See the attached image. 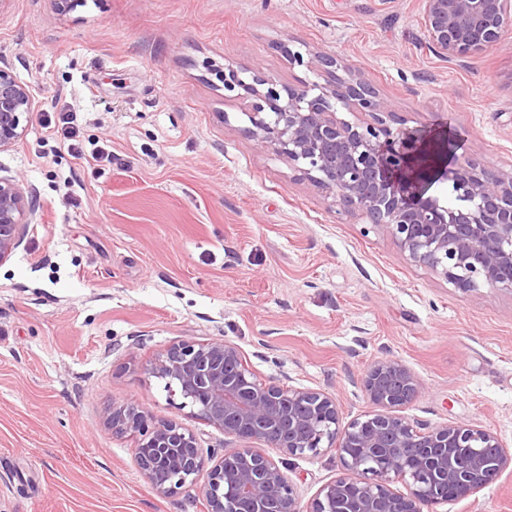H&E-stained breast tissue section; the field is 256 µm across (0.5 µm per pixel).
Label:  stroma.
I'll use <instances>...</instances> for the list:
<instances>
[{
	"mask_svg": "<svg viewBox=\"0 0 512 512\" xmlns=\"http://www.w3.org/2000/svg\"><path fill=\"white\" fill-rule=\"evenodd\" d=\"M419 0H10L0 62L37 101L0 152L38 213L0 263V512H205L157 494L112 403L137 406L222 454L226 438L169 401L148 368L180 340H226L262 379L371 412L377 359L421 382L412 420L491 429L512 449V293L453 288L387 229L341 217L283 156L258 149L245 107L208 65L315 81L275 50L324 51L361 72L408 126L449 131V162L512 167V33L442 61ZM78 113V150L43 122ZM104 151L96 161L92 152ZM302 506L335 456L276 454ZM438 512H512V471Z\"/></svg>",
	"mask_w": 512,
	"mask_h": 512,
	"instance_id": "1",
	"label": "stroma"
}]
</instances>
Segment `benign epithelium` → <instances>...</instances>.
<instances>
[{"label": "benign epithelium", "mask_w": 512, "mask_h": 512, "mask_svg": "<svg viewBox=\"0 0 512 512\" xmlns=\"http://www.w3.org/2000/svg\"><path fill=\"white\" fill-rule=\"evenodd\" d=\"M511 22L512 0H421L426 44L443 59L499 44ZM311 64L320 80L298 85L281 84L258 68L210 73L225 91L241 90L249 99L247 133L256 145L287 158L333 199L336 214L387 228L412 262L457 289L512 292V168L492 172L468 159L444 172L446 194H428L442 146L405 128L370 81L336 57L317 51ZM35 108L29 86L0 65V152L23 137ZM36 214L23 184L0 177V263ZM148 372L239 446L224 449L211 465L192 433L172 421L150 422L134 405H112L106 423L139 436L136 463L156 493L195 490L206 512H436L435 506L476 494L512 467V451L490 429L405 416L420 383L396 358L365 371L360 389L376 410L346 424L335 395L259 379L226 340H180ZM264 446L293 457L330 451L342 472L303 511ZM396 480L405 491L392 487Z\"/></svg>", "instance_id": "1"}]
</instances>
